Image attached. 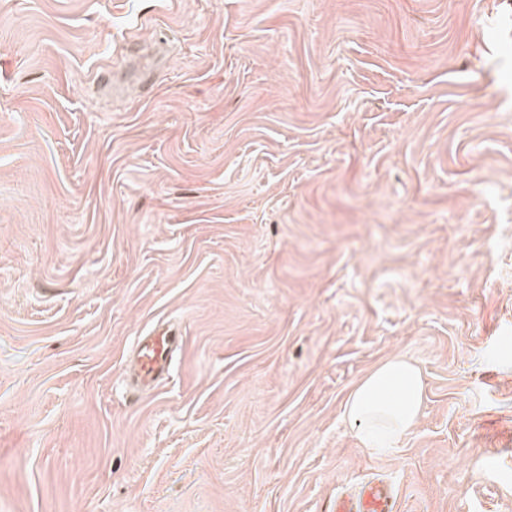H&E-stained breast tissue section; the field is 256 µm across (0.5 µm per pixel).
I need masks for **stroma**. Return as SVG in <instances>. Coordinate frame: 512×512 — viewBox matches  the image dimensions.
<instances>
[{"instance_id": "stroma-1", "label": "stroma", "mask_w": 512, "mask_h": 512, "mask_svg": "<svg viewBox=\"0 0 512 512\" xmlns=\"http://www.w3.org/2000/svg\"><path fill=\"white\" fill-rule=\"evenodd\" d=\"M395 355L423 409L371 452L343 404ZM372 478L512 512V0H0V512ZM182 347L183 337L172 330L138 336L126 375L144 389L153 388L169 376Z\"/></svg>"}]
</instances>
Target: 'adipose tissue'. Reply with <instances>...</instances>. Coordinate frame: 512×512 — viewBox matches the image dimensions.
<instances>
[{
	"label": "adipose tissue",
	"instance_id": "ef3b65f1",
	"mask_svg": "<svg viewBox=\"0 0 512 512\" xmlns=\"http://www.w3.org/2000/svg\"><path fill=\"white\" fill-rule=\"evenodd\" d=\"M423 403L421 369L396 356L380 363L350 392L343 410L364 447H375L383 435L393 448L417 425Z\"/></svg>",
	"mask_w": 512,
	"mask_h": 512
}]
</instances>
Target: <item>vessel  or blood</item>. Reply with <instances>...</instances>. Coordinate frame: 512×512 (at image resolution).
<instances>
[{"label":"vessel or blood","instance_id":"vessel-or-blood-1","mask_svg":"<svg viewBox=\"0 0 512 512\" xmlns=\"http://www.w3.org/2000/svg\"><path fill=\"white\" fill-rule=\"evenodd\" d=\"M182 347V336L172 330L138 337L128 365V377L142 388H153L169 376ZM395 505V493L389 486L370 481L355 491L337 495L328 512H396Z\"/></svg>","mask_w":512,"mask_h":512}]
</instances>
